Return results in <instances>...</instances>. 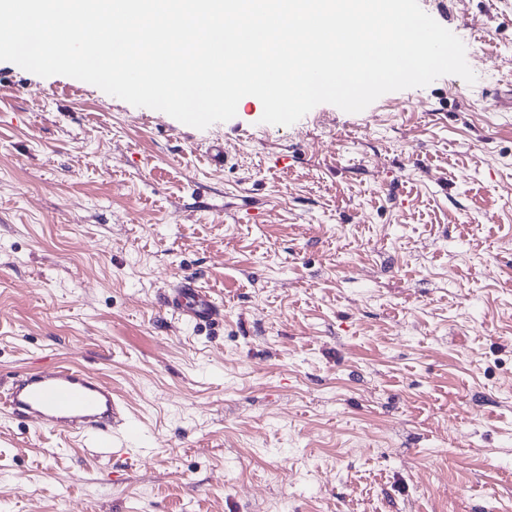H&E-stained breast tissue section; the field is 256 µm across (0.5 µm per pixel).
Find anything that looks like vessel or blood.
Returning <instances> with one entry per match:
<instances>
[{"label": "vessel or blood", "instance_id": "obj_1", "mask_svg": "<svg viewBox=\"0 0 512 512\" xmlns=\"http://www.w3.org/2000/svg\"><path fill=\"white\" fill-rule=\"evenodd\" d=\"M168 307L199 324L217 317L211 296L187 280L174 288ZM0 409L43 428L77 430L101 450L111 448L112 425L121 416L108 382L68 364L16 374L0 390Z\"/></svg>", "mask_w": 512, "mask_h": 512}]
</instances>
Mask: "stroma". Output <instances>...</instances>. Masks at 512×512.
Instances as JSON below:
<instances>
[{"mask_svg":"<svg viewBox=\"0 0 512 512\" xmlns=\"http://www.w3.org/2000/svg\"><path fill=\"white\" fill-rule=\"evenodd\" d=\"M419 5L474 83L289 126L0 61V388L100 374L128 451L0 411V512H512V0ZM168 308L175 314H185L197 324L209 323L217 317V306L211 296L187 280L173 289Z\"/></svg>","mask_w":512,"mask_h":512,"instance_id":"1","label":"stroma"}]
</instances>
